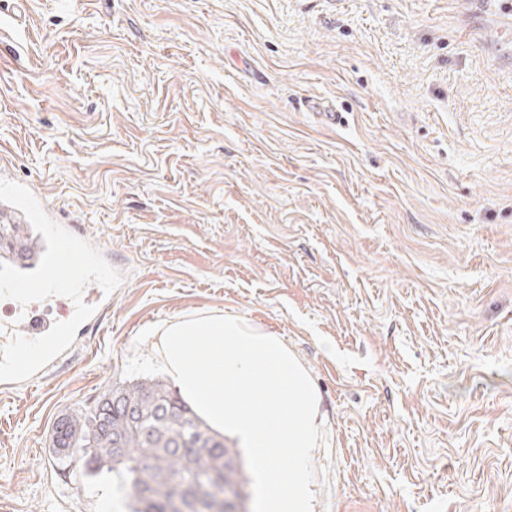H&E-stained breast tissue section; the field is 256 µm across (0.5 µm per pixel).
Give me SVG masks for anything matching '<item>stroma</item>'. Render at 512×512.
Wrapping results in <instances>:
<instances>
[{"mask_svg":"<svg viewBox=\"0 0 512 512\" xmlns=\"http://www.w3.org/2000/svg\"><path fill=\"white\" fill-rule=\"evenodd\" d=\"M0 178L126 275L0 391V512H97L55 423L213 311L311 374V512H512V0H0ZM91 292L96 293V299L93 300V301H87L86 298L89 296V294ZM82 297H83V301L86 304L95 307V312H94V314L92 315L91 318H89L87 321H85L78 328L76 334L80 333L83 329H91V328H93L97 324V322L99 320V315H100L101 308L104 307V306H109V305L112 304V294L106 295L104 293V291L98 285H95V284L88 285L84 289Z\"/></svg>","mask_w":512,"mask_h":512,"instance_id":"obj_1","label":"stroma"}]
</instances>
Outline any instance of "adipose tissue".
<instances>
[{"mask_svg": "<svg viewBox=\"0 0 512 512\" xmlns=\"http://www.w3.org/2000/svg\"><path fill=\"white\" fill-rule=\"evenodd\" d=\"M155 360L195 414L236 439L258 484L288 512H310L304 464L320 440V397L278 337L220 312L151 331Z\"/></svg>", "mask_w": 512, "mask_h": 512, "instance_id": "1", "label": "adipose tissue"}]
</instances>
